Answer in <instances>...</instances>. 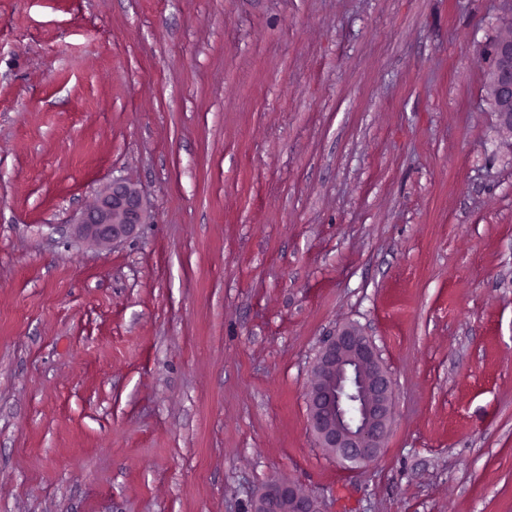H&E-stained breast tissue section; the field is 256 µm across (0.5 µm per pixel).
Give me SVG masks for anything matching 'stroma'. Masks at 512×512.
<instances>
[{
  "label": "stroma",
  "mask_w": 512,
  "mask_h": 512,
  "mask_svg": "<svg viewBox=\"0 0 512 512\" xmlns=\"http://www.w3.org/2000/svg\"><path fill=\"white\" fill-rule=\"evenodd\" d=\"M512 0H0V512H512ZM135 240L74 219L113 178ZM394 382L319 448L320 340ZM495 63L490 72L491 105L496 114V129L500 144L512 150V35L497 40ZM147 220V208L136 187L113 178L94 205L81 212L74 225L75 235L96 246H113L133 238ZM312 373L308 425L319 448L356 469L368 466L384 450L394 397L373 338L356 324L339 326L320 342ZM255 512H320L318 501L301 493L296 486L271 481L253 500Z\"/></svg>",
  "instance_id": "1"
}]
</instances>
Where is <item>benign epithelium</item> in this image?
<instances>
[{
	"instance_id": "7a95c632",
	"label": "benign epithelium",
	"mask_w": 512,
	"mask_h": 512,
	"mask_svg": "<svg viewBox=\"0 0 512 512\" xmlns=\"http://www.w3.org/2000/svg\"><path fill=\"white\" fill-rule=\"evenodd\" d=\"M490 72L491 105L500 144L512 149V35L497 40ZM139 191L115 178L83 212L76 237L107 247L133 238L147 223ZM314 383L307 391L308 425L319 447L341 463L368 466L384 450L392 419L394 383L373 338L356 324L335 329L319 344ZM255 512H320L318 501L296 486L272 481L255 497Z\"/></svg>"
}]
</instances>
